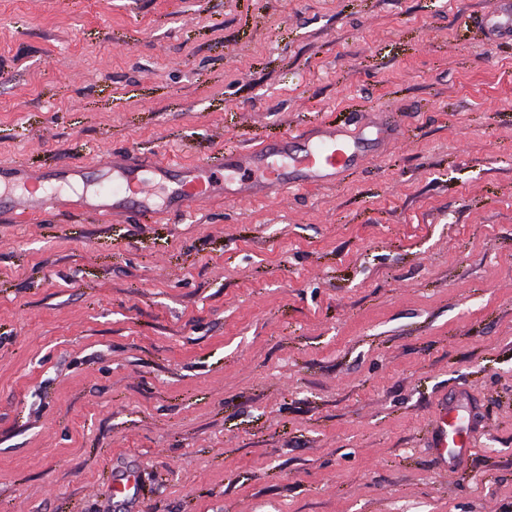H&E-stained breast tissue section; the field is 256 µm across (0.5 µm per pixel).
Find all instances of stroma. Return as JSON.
Returning <instances> with one entry per match:
<instances>
[{
    "label": "stroma",
    "instance_id": "obj_1",
    "mask_svg": "<svg viewBox=\"0 0 512 512\" xmlns=\"http://www.w3.org/2000/svg\"><path fill=\"white\" fill-rule=\"evenodd\" d=\"M491 2L0 0L17 166L393 127L330 186L0 218V512H512V42H487ZM444 394L471 440L448 471L427 446Z\"/></svg>",
    "mask_w": 512,
    "mask_h": 512
}]
</instances>
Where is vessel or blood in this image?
Segmentation results:
<instances>
[{
    "label": "vessel or blood",
    "instance_id": "b4317fda",
    "mask_svg": "<svg viewBox=\"0 0 512 512\" xmlns=\"http://www.w3.org/2000/svg\"><path fill=\"white\" fill-rule=\"evenodd\" d=\"M488 42L512 40V0H492L481 16ZM361 143L346 126L326 123L310 135L286 134L275 142L247 149H232L207 163L162 161L137 163L126 151L113 152L101 165L103 177L97 192L83 197L84 212L101 217L122 214L154 215L182 211L212 200L245 196L264 198L299 185L327 186L359 162ZM85 164L47 168H20L0 162V214L26 220L57 206L58 193L47 191V182L62 184L85 178ZM173 187L165 200H157L154 188L162 182ZM432 445L443 468L468 455L470 444L458 416L448 402H441L431 427Z\"/></svg>",
    "mask_w": 512,
    "mask_h": 512
}]
</instances>
